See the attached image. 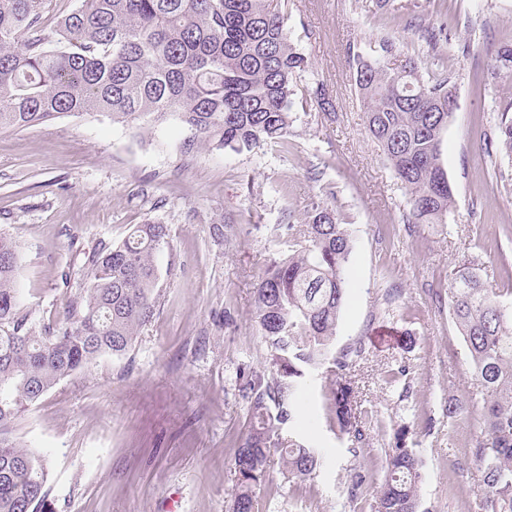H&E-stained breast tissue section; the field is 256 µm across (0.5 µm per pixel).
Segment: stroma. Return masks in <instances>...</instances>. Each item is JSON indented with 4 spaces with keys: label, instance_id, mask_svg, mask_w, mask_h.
Returning a JSON list of instances; mask_svg holds the SVG:
<instances>
[{
    "label": "stroma",
    "instance_id": "1",
    "mask_svg": "<svg viewBox=\"0 0 512 512\" xmlns=\"http://www.w3.org/2000/svg\"><path fill=\"white\" fill-rule=\"evenodd\" d=\"M270 4L308 59L300 88L323 84L331 103L294 104L287 150L200 145L174 115L147 131L102 113L0 131V231L19 246L20 308L36 325L63 324L95 248L147 220L170 230L155 254V315L129 352L61 380L9 426L13 439L46 454L44 512H229L234 447L248 419L237 375L269 361L254 291L288 250L276 225L287 214L301 223L309 202L325 199L352 238L354 286L336 347L363 348L350 376L371 413L368 439L352 452L337 438L332 396L313 374L296 431L321 465L302 482L270 469L257 512H375L385 453L403 428L422 460L418 512H484L471 455L483 401L468 396L463 338L435 294L465 262L488 287L512 288V165L485 148L502 93L486 83L487 64L512 41V0H395L386 13L373 0ZM413 16L445 21L452 41L471 46L448 60L459 102L442 145L454 191L448 224L405 223L406 191L366 131L348 53L389 34L403 55L425 54L406 24ZM451 397L466 403L453 424L442 414ZM357 472L366 481L352 498Z\"/></svg>",
    "mask_w": 512,
    "mask_h": 512
}]
</instances>
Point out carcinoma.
Returning a JSON list of instances; mask_svg holds the SVG:
<instances>
[{
    "label": "carcinoma",
    "mask_w": 512,
    "mask_h": 512,
    "mask_svg": "<svg viewBox=\"0 0 512 512\" xmlns=\"http://www.w3.org/2000/svg\"><path fill=\"white\" fill-rule=\"evenodd\" d=\"M46 0H0V130H23L70 115L105 112L112 122L149 129L178 116L203 145L233 152L285 148L295 117L297 79L308 60L291 43L285 15L268 0H81L55 25L48 47ZM427 60L390 65L400 46L381 38L351 51L365 127L408 194L409 224H449L454 193L441 160L448 127L446 25L421 28ZM512 83V42L490 57L487 81ZM489 147L512 161V97L496 102ZM288 255L255 288V323L270 354V375L243 371L248 424L235 449L231 512H256L257 489L274 461L304 481L319 465L293 431L307 374L325 369L336 428L354 446L366 440L368 411L348 379L360 349L336 352V332L352 286V242L334 206L311 202L303 223L276 226ZM166 224L132 225L125 238L86 259L85 283L70 297L67 321L37 333L19 311L18 246L0 233V512H36L45 501V454L15 442L9 425L60 380L102 355L120 356L154 316V255ZM463 263L448 285L450 313L463 337L485 411L471 448L483 474L486 512H512V302ZM408 432L386 452L376 512H417L419 459Z\"/></svg>",
    "instance_id": "obj_1"
}]
</instances>
